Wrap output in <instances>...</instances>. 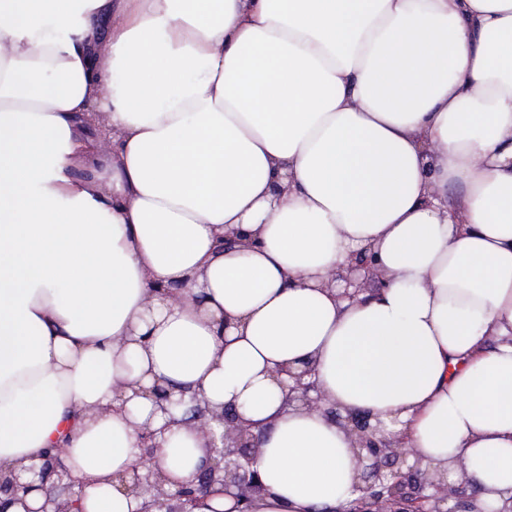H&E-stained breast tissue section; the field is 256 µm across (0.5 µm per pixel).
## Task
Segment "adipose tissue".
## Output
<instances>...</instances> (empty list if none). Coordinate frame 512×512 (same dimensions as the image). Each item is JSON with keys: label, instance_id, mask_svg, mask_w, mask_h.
<instances>
[{"label": "adipose tissue", "instance_id": "1", "mask_svg": "<svg viewBox=\"0 0 512 512\" xmlns=\"http://www.w3.org/2000/svg\"><path fill=\"white\" fill-rule=\"evenodd\" d=\"M366 247L385 286L340 298ZM306 363L512 498V0H0V467L63 448L84 512H137L139 425L169 487L205 457L161 384L256 422L253 512H346V432L272 375Z\"/></svg>", "mask_w": 512, "mask_h": 512}]
</instances>
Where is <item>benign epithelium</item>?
Listing matches in <instances>:
<instances>
[{"label":"benign epithelium","instance_id":"7a95c632","mask_svg":"<svg viewBox=\"0 0 512 512\" xmlns=\"http://www.w3.org/2000/svg\"><path fill=\"white\" fill-rule=\"evenodd\" d=\"M337 277L345 283L342 296L349 299L382 286L384 280L374 254L367 250L353 253ZM312 373L309 365L275 370L276 376L292 382L286 395L288 405L332 416L350 438L359 496L346 512H474L467 483H448L438 470L423 465L403 440L380 434L370 416L342 414L311 380ZM152 396L165 413L184 403L182 398H173L172 388L158 384ZM190 413L189 421L209 436L207 457L196 480L174 490L167 486V477L155 460L161 443L157 432L145 424L140 430L142 457L130 477L120 478L124 492L142 500L139 512H194L203 498L233 490L242 505L241 512H250L262 490L259 473L253 468L260 453L254 423L230 406L215 408L196 396L192 397ZM213 423L222 428L218 436L212 431ZM62 453L63 449L52 448L28 464L21 461L8 471H0V512H7L10 506L20 507L23 512H78L75 480L63 463ZM46 484L50 490L45 502L37 508L30 506L27 496Z\"/></svg>","mask_w":512,"mask_h":512}]
</instances>
